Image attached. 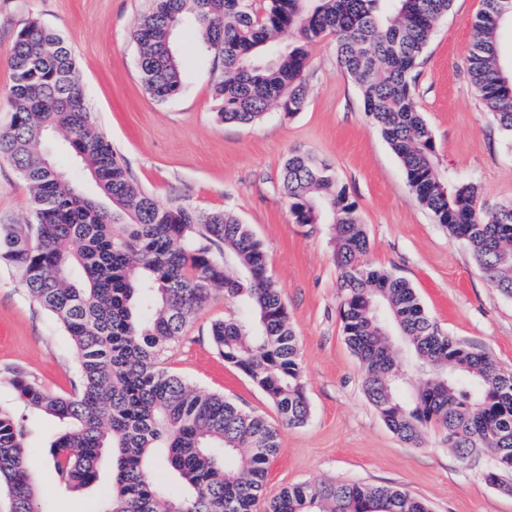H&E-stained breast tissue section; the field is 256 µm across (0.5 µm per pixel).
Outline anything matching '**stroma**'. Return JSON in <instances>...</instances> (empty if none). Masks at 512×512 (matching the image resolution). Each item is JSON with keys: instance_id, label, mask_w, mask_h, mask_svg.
Returning <instances> with one entry per match:
<instances>
[{"instance_id": "35a3bbf8", "label": "stroma", "mask_w": 512, "mask_h": 512, "mask_svg": "<svg viewBox=\"0 0 512 512\" xmlns=\"http://www.w3.org/2000/svg\"><path fill=\"white\" fill-rule=\"evenodd\" d=\"M149 0H0V125L6 123L10 74L5 64L30 20L60 33L70 46L98 130L126 162L131 179L162 203L173 197L202 210H224L262 242L298 336L310 404L304 425L281 426V451L264 495L336 479L392 485L425 501L431 512H512V473L504 488L488 484L484 453L461 462L440 431L419 446L402 442L365 397L361 368L344 341L334 233L328 224L295 223L280 188L290 150L331 164L357 206L370 242L369 261L407 280L430 317L449 335L492 353L512 370V298L478 272L466 243L451 236L416 201L404 169L342 73L332 39L310 49L307 104L288 116L274 110L254 125L225 123L214 110L216 70L190 30L179 33L187 61L183 90L158 102L142 86L131 38ZM482 0H454L417 68V101L431 130L438 168L475 184L490 204L512 201V142L482 105L464 61ZM27 183L0 158V224L31 220ZM241 301L215 289L168 352L167 368L201 391L223 395L271 423L273 403L243 373L225 364L210 338L213 322L244 316ZM79 353L60 323L0 263V404L31 430L30 471L43 512H101L109 463L99 483L61 490L48 445L58 423L27 408L4 377L18 373L67 394L78 382Z\"/></svg>"}]
</instances>
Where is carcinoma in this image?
<instances>
[{
	"label": "carcinoma",
	"mask_w": 512,
	"mask_h": 512,
	"mask_svg": "<svg viewBox=\"0 0 512 512\" xmlns=\"http://www.w3.org/2000/svg\"><path fill=\"white\" fill-rule=\"evenodd\" d=\"M452 2L150 0L133 39L145 90L166 102L183 86L177 32L193 28L219 71L218 118L251 125L272 109L289 116L304 109L309 47L333 38L340 70L355 82L417 201L468 245L485 279L512 297V202L485 209L474 184L439 173L415 95L418 60ZM504 9L512 13V0H483L467 61L480 100L512 138V69L498 37L509 22L499 16ZM7 66L10 121L0 127V157L27 182L33 222L0 225V259L76 345L81 386L61 395L20 374L8 382L25 406L61 425L49 455L62 487L99 482L109 454L112 491L101 512H430L398 487L336 480L263 497L281 451L278 428L163 367L168 349L222 288L245 299L255 319L213 323V345L274 403L281 423H306L298 340L262 243L224 210L162 204L132 181L94 126L61 36L31 21L17 33ZM50 134L80 161L99 196L83 193L51 160ZM281 190L295 223L333 226L344 340L359 361L364 394L389 430L416 446L437 428L462 460L485 452L490 484L492 474L512 472V372L442 332L406 280L364 260L366 232L329 164L291 151ZM229 264L242 275H230ZM404 361L423 374L406 400ZM27 435L23 419L0 406V486L10 512H41ZM160 465L180 492L154 481Z\"/></svg>",
	"instance_id": "1"
}]
</instances>
